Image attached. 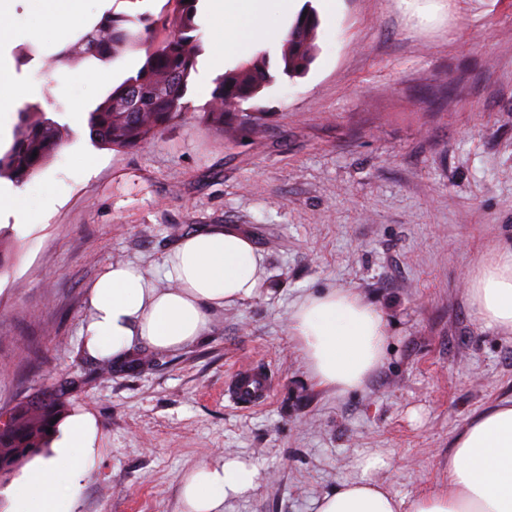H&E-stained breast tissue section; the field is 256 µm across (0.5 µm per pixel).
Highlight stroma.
<instances>
[{
    "mask_svg": "<svg viewBox=\"0 0 512 512\" xmlns=\"http://www.w3.org/2000/svg\"><path fill=\"white\" fill-rule=\"evenodd\" d=\"M309 0L315 59L278 79L258 120L206 124L217 71L198 58L183 119L137 150L93 143L87 113L110 87L95 62L48 67L60 34L25 0L10 78L65 126L58 155L22 183L24 223L0 214V409L60 386L97 422L101 455L76 512H182L183 478L230 455L258 487L224 512H314L367 455L397 497L448 476V445L478 412L512 397V335L486 327L467 279L512 245V0ZM236 227L263 253L255 296L208 336L134 371L106 372L79 330L88 292L115 262L157 275L181 235ZM349 288L382 310L385 363L339 396L309 376L288 333L303 296ZM272 379L243 409L224 394L239 364Z\"/></svg>",
    "mask_w": 512,
    "mask_h": 512,
    "instance_id": "stroma-1",
    "label": "stroma"
}]
</instances>
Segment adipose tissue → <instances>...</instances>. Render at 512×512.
<instances>
[{
	"mask_svg": "<svg viewBox=\"0 0 512 512\" xmlns=\"http://www.w3.org/2000/svg\"><path fill=\"white\" fill-rule=\"evenodd\" d=\"M206 17L220 38L210 65L243 54L260 38L278 39L256 19L290 14L296 0H209ZM168 287L130 263L109 267L93 284L81 336L94 357L122 362L134 347L173 351L207 334L213 312L254 296L266 270L253 239L215 225L175 243L163 262ZM469 296L487 327L512 333V246L494 248L469 275ZM288 332L316 384L343 395L364 387L383 365L388 345L382 311L348 288L305 296L288 318ZM92 415L59 424L50 448L9 490L8 512H75L82 474L97 459ZM386 462L361 460L358 476L342 480L315 503V512H512V398L476 415L451 440L448 479L409 499L392 495L376 476ZM259 471L235 457L198 466L183 481V512H224V503L250 494Z\"/></svg>",
	"mask_w": 512,
	"mask_h": 512,
	"instance_id": "ef3b65f1",
	"label": "adipose tissue"
}]
</instances>
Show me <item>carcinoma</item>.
<instances>
[{"instance_id":"1","label":"carcinoma","mask_w":512,"mask_h":512,"mask_svg":"<svg viewBox=\"0 0 512 512\" xmlns=\"http://www.w3.org/2000/svg\"><path fill=\"white\" fill-rule=\"evenodd\" d=\"M172 11L128 13L110 10L76 42L52 56L55 66L74 59L114 61L126 52L143 49L139 69L112 87L109 95L88 112V128L94 143L106 148L135 149L150 144L170 123L187 110L184 97L188 81L203 52L199 30L200 0H167ZM319 19L315 10L298 14L273 58L263 50L219 76L207 107L205 122L224 126V118H249L243 105L277 79L297 77L314 59ZM170 35L156 41L158 29ZM67 130L48 118L41 107L30 105L19 112V122L8 149L0 153V177L17 183L40 172L63 147ZM7 425L0 426V476L49 447L52 435L67 413L59 394L49 390L25 397L7 409Z\"/></svg>"}]
</instances>
